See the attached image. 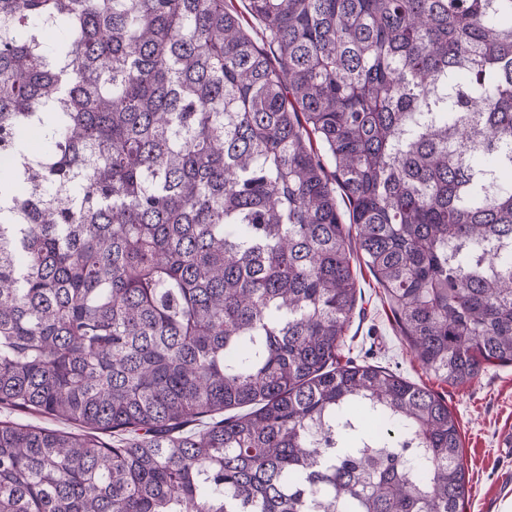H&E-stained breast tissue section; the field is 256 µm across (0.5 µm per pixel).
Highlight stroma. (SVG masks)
<instances>
[{"instance_id": "stroma-1", "label": "stroma", "mask_w": 512, "mask_h": 512, "mask_svg": "<svg viewBox=\"0 0 512 512\" xmlns=\"http://www.w3.org/2000/svg\"><path fill=\"white\" fill-rule=\"evenodd\" d=\"M356 305L342 337L339 360L384 367L442 397L462 438L468 492L462 512H512V363L489 365L469 383L453 386L429 373L397 325L383 288L353 260Z\"/></svg>"}]
</instances>
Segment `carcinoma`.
I'll use <instances>...</instances> for the list:
<instances>
[{"mask_svg":"<svg viewBox=\"0 0 512 512\" xmlns=\"http://www.w3.org/2000/svg\"><path fill=\"white\" fill-rule=\"evenodd\" d=\"M246 9L0 0V407L86 429L1 421L0 512H459L448 405L338 350L357 253L512 363V0Z\"/></svg>","mask_w":512,"mask_h":512,"instance_id":"obj_1","label":"carcinoma"}]
</instances>
